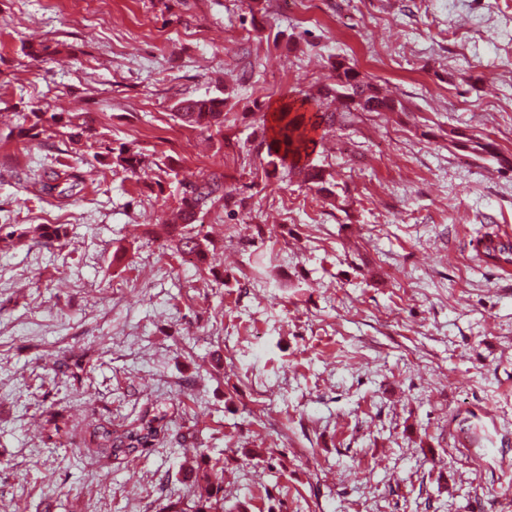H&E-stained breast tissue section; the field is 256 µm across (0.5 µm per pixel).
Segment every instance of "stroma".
Here are the masks:
<instances>
[{"mask_svg": "<svg viewBox=\"0 0 512 512\" xmlns=\"http://www.w3.org/2000/svg\"><path fill=\"white\" fill-rule=\"evenodd\" d=\"M252 5L0 0V224L68 229L0 239V512H193L200 453L224 512H512V277L479 249L512 225V0ZM339 56L407 110L330 132L329 197L254 146ZM218 94L223 134L175 118ZM36 108L86 114L85 143L19 136ZM62 164L78 196L29 192ZM214 173L232 199L202 219L201 272L167 224L182 180ZM158 409L156 446L86 447L87 424ZM52 412L75 422L57 444ZM108 157L110 158L109 165L130 173H135L140 168L142 162L140 152L125 146H121L118 149L109 148ZM32 235V239L45 240L50 242L60 240L67 235V227L63 224H37L36 226L27 228V231L21 232L18 236Z\"/></svg>", "mask_w": 512, "mask_h": 512, "instance_id": "obj_1", "label": "stroma"}]
</instances>
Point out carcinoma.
<instances>
[{"label": "carcinoma", "instance_id": "carcinoma-1", "mask_svg": "<svg viewBox=\"0 0 512 512\" xmlns=\"http://www.w3.org/2000/svg\"><path fill=\"white\" fill-rule=\"evenodd\" d=\"M336 70V84L317 94L307 95L299 100L282 105L271 116H262V124H270L272 137L263 139L258 148L265 149L264 160L272 171L283 169L297 174L308 183L317 184L320 190L330 192L324 186V174L314 164L312 155L319 140L311 136L316 129L326 130L338 124L353 123L366 113L403 112L405 106L399 100L385 95L376 85L352 67L333 63ZM57 114H47L40 109L30 112L28 136L37 138L46 133L47 127L56 122ZM177 118L193 129L224 132V98L191 97L179 102ZM462 148L487 154L493 144L475 136L459 135ZM110 164L125 172L134 173L140 168L142 158L138 151L122 146L109 149ZM84 179L80 169L66 166L50 168L39 175L31 184L39 199L51 197L60 201L69 200L83 189ZM229 194L224 192V182L214 175L201 182L188 183L183 191L180 205L174 213L172 231L176 233L177 250L182 255L195 257L200 266L209 265L210 248L203 225L197 223L200 213L210 210L217 203L226 201ZM25 234L34 240L47 242L60 240L67 235L64 224H38L27 228ZM485 256L492 261L512 262V243L489 241ZM72 425L63 416L46 419L48 439H61L70 434ZM167 430L166 414L145 413L123 429L112 425L97 424L89 433V443L97 452L106 457L128 458L147 448L153 447L162 433ZM195 482L206 485L210 492L199 498L193 512H224V497L221 478L209 465L193 468Z\"/></svg>", "mask_w": 512, "mask_h": 512}]
</instances>
